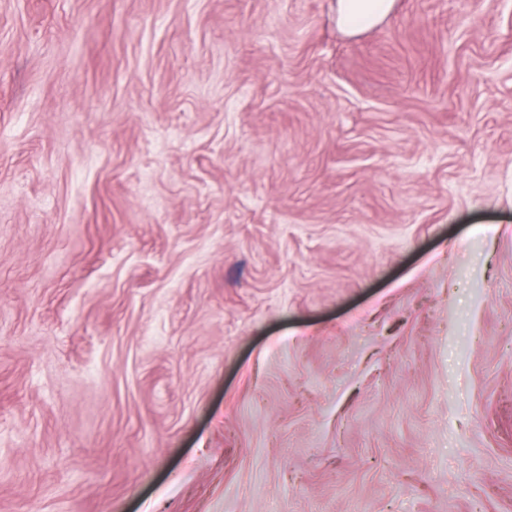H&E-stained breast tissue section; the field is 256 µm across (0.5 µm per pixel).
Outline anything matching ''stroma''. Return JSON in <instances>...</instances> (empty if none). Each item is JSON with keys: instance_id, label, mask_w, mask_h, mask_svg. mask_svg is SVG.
Returning <instances> with one entry per match:
<instances>
[{"instance_id": "35a3bbf8", "label": "stroma", "mask_w": 512, "mask_h": 512, "mask_svg": "<svg viewBox=\"0 0 512 512\" xmlns=\"http://www.w3.org/2000/svg\"><path fill=\"white\" fill-rule=\"evenodd\" d=\"M0 512H512V0H0ZM395 0H338L337 23L342 32L354 35L383 21Z\"/></svg>"}]
</instances>
